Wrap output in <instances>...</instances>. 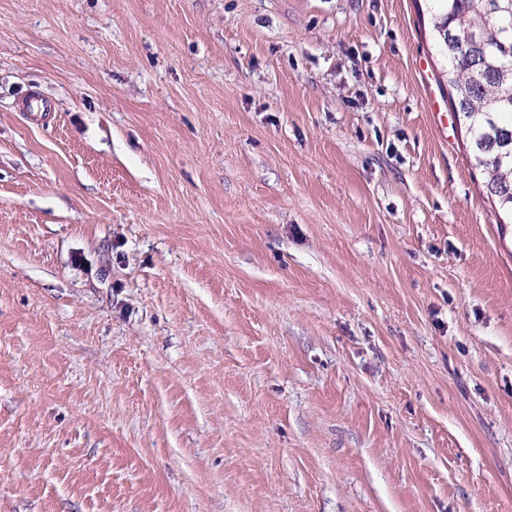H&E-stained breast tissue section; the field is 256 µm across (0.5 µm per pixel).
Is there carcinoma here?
<instances>
[{
    "mask_svg": "<svg viewBox=\"0 0 512 512\" xmlns=\"http://www.w3.org/2000/svg\"><path fill=\"white\" fill-rule=\"evenodd\" d=\"M432 2L433 43L447 63L450 107L470 135L497 223L512 224V6Z\"/></svg>",
    "mask_w": 512,
    "mask_h": 512,
    "instance_id": "cac0c4a2",
    "label": "carcinoma"
}]
</instances>
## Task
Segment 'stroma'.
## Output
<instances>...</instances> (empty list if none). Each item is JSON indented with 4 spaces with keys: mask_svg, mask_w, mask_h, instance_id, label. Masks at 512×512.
Instances as JSON below:
<instances>
[{
    "mask_svg": "<svg viewBox=\"0 0 512 512\" xmlns=\"http://www.w3.org/2000/svg\"><path fill=\"white\" fill-rule=\"evenodd\" d=\"M431 0H0V512H512V224Z\"/></svg>",
    "mask_w": 512,
    "mask_h": 512,
    "instance_id": "stroma-1",
    "label": "stroma"
}]
</instances>
